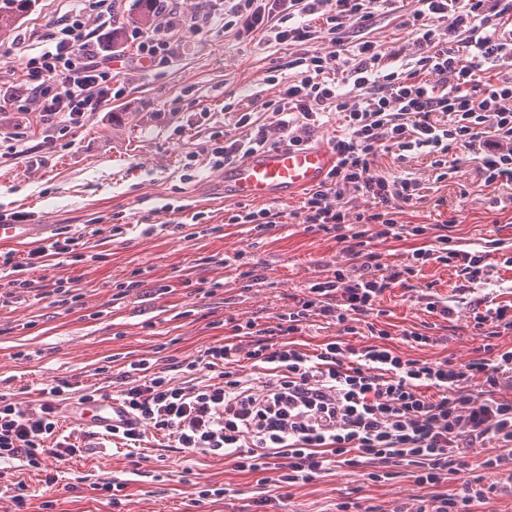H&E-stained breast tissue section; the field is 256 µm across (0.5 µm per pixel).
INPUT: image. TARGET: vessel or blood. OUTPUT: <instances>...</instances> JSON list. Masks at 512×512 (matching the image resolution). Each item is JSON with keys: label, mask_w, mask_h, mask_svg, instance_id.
Here are the masks:
<instances>
[{"label": "vessel or blood", "mask_w": 512, "mask_h": 512, "mask_svg": "<svg viewBox=\"0 0 512 512\" xmlns=\"http://www.w3.org/2000/svg\"><path fill=\"white\" fill-rule=\"evenodd\" d=\"M334 161L333 153L323 147L265 149L225 168L224 185L238 200L283 201L320 184ZM72 417L82 428L100 433L127 420L119 403L112 400L74 406Z\"/></svg>", "instance_id": "vessel-or-blood-1"}]
</instances>
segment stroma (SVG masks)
<instances>
[{"instance_id":"obj_1","label":"stroma","mask_w":512,"mask_h":512,"mask_svg":"<svg viewBox=\"0 0 512 512\" xmlns=\"http://www.w3.org/2000/svg\"><path fill=\"white\" fill-rule=\"evenodd\" d=\"M114 5L111 26L96 37L124 49L112 60L122 97L64 136L30 117L28 146L56 143L42 164L12 153L16 115L0 112V212L31 213L33 223L80 235L79 251L100 256L81 263L54 258L36 272L48 283L73 280L82 307L65 310L49 295L0 307V392L12 394L24 409L35 406L42 382L55 377L101 387L133 359L170 369L230 335L229 318L275 325L276 314L309 283L346 261L333 235L302 224L301 193L286 202H251V209L274 215V226L264 234L230 223L238 202L224 190L223 170L210 163L215 138L241 135L240 113H250L258 124L271 122L269 106L280 100L295 74L292 60L315 50V43L302 48L259 33L243 36L225 28L218 15L199 30L186 11L157 17L146 0H115ZM416 6V0H394L359 29L358 39L385 50L411 46L413 36L400 21ZM76 7V0H35L14 29L0 36L1 88L14 84L28 57L39 51L41 37ZM155 26L167 31L174 47L167 63L158 66L140 60L129 43L134 28ZM457 155V172L440 181L430 156L402 161L389 152L378 154L377 173L412 178L426 188L425 198L399 208L398 223L447 225L454 241L470 251L483 250L493 239L512 245V205H494L495 199L511 197L512 188L485 184L477 160L464 149ZM180 222L195 224L196 235L179 233ZM150 224L156 227L151 234L146 231ZM139 269L145 275L137 288L133 281ZM123 283L130 285L129 295L115 299ZM460 283L454 269L431 264L406 285L386 291L379 305L387 312L393 346L427 362L464 364L478 357L485 339L468 324ZM421 294L447 299L453 314L436 320L417 303ZM433 323L440 328L441 343L418 347L403 340V330L420 331ZM498 452L489 443L469 460L467 479L496 489L474 512H512V493L502 490V475L482 465ZM141 453L136 473L124 449L111 443L93 457L72 459L61 464L62 476L48 493L36 472L19 471L32 495L30 512H40L48 499L55 502L54 512H253L257 475L154 441ZM86 474L124 481L120 509L80 484ZM205 483L224 485V499L198 500L196 488ZM424 494L406 472L373 484L360 469L341 466L288 488L274 512H333L344 497L357 499L361 512H392Z\"/></svg>"}]
</instances>
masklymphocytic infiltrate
I'll use <instances>...</instances> for the list:
<instances>
[{
    "label": "lymphocytic infiltrate",
    "mask_w": 512,
    "mask_h": 512,
    "mask_svg": "<svg viewBox=\"0 0 512 512\" xmlns=\"http://www.w3.org/2000/svg\"><path fill=\"white\" fill-rule=\"evenodd\" d=\"M81 2L78 13L53 25L45 47L28 58L19 82L5 92L13 112L60 121L65 133L122 94L112 83V57L90 30L94 23L111 25L114 0ZM386 2L192 0L190 11L201 27L218 3L225 26L240 33L262 30L291 45L323 40L322 50L294 59L298 73L274 109L275 121L252 132L250 113L241 114L237 123L245 135L214 142L210 155L221 168L260 149H303L318 115L339 112L343 131L332 142L335 163L308 192L302 221L334 234L348 263L312 282L276 326L235 321L224 341L175 362V376L153 369L145 358L128 363L117 396L129 419L111 432L125 449L151 438L191 456L232 462L241 472H272L279 489L340 465L364 469L368 480L380 483L389 466L402 464L433 493L394 512H472L486 499L484 488L466 479L450 491L443 485L467 469L470 452L489 442L501 452L485 458L484 467L512 481V349L487 343L483 356L464 365L427 362L391 347L390 332L377 323L379 297L427 264L458 268L471 284L489 280L494 265L488 253L458 249L430 225L398 223L396 209L420 200L421 187L373 172L382 149L401 160L431 155L444 170L450 151L461 147L479 160L485 183L512 184V0H417L405 21L415 36L411 47L385 53L370 41L350 43V30L369 23ZM274 13L291 19V26H269ZM297 15L304 23L294 24ZM311 15L319 25L307 24ZM338 64L343 70L335 80L329 72ZM351 194L370 200V208L350 215ZM408 237L421 245L406 264H383L371 248L377 239ZM77 245V237L61 231L34 249L0 254V277L11 285L8 298L17 303L49 294L60 306H79L71 280L45 284L28 276L53 257L87 261ZM468 305L475 330H512L511 304L479 294ZM317 320L339 333L310 354L295 337ZM362 325L368 340L346 342ZM241 356L259 370L261 382L231 371ZM71 394L82 404L105 398L99 388L79 390L64 378L43 383L34 410L0 393V490L10 491L14 512L29 509L27 486L15 479V468L43 474L50 488L58 476L48 471L47 459L63 463L92 454L98 445L97 433L61 432L59 404Z\"/></svg>",
    "instance_id": "1"
}]
</instances>
